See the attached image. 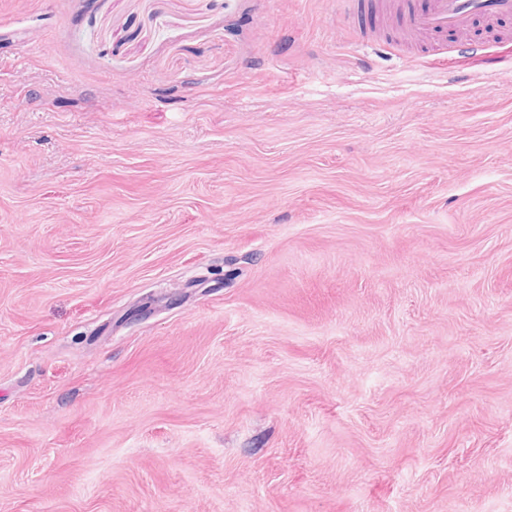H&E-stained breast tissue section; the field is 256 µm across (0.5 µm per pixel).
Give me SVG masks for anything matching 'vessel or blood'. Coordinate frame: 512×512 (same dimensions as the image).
Returning a JSON list of instances; mask_svg holds the SVG:
<instances>
[{"label":"vessel or blood","instance_id":"vessel-or-blood-1","mask_svg":"<svg viewBox=\"0 0 512 512\" xmlns=\"http://www.w3.org/2000/svg\"><path fill=\"white\" fill-rule=\"evenodd\" d=\"M347 22L365 42H378L385 28L410 36L459 33L475 21L512 18V0H344Z\"/></svg>","mask_w":512,"mask_h":512}]
</instances>
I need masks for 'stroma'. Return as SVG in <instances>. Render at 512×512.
<instances>
[{
  "instance_id": "stroma-1",
  "label": "stroma",
  "mask_w": 512,
  "mask_h": 512,
  "mask_svg": "<svg viewBox=\"0 0 512 512\" xmlns=\"http://www.w3.org/2000/svg\"><path fill=\"white\" fill-rule=\"evenodd\" d=\"M0 0V512H512V23Z\"/></svg>"
}]
</instances>
